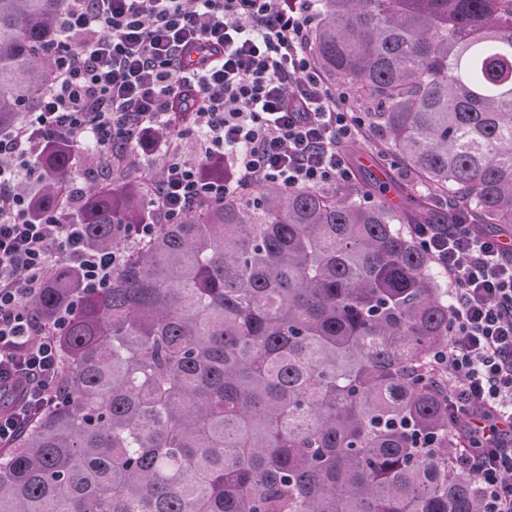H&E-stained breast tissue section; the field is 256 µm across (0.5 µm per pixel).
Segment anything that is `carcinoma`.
Listing matches in <instances>:
<instances>
[{
  "label": "carcinoma",
  "instance_id": "1",
  "mask_svg": "<svg viewBox=\"0 0 512 512\" xmlns=\"http://www.w3.org/2000/svg\"><path fill=\"white\" fill-rule=\"evenodd\" d=\"M509 2L318 0L313 58L413 171L407 207L255 186L131 243L148 179L89 191L72 223L126 258L99 288L61 264L34 302L70 310L61 392L0 448V512H478L435 382L445 276L403 225L440 196L512 232ZM66 6L0 0V130L49 89ZM77 156H42L32 215Z\"/></svg>",
  "mask_w": 512,
  "mask_h": 512
}]
</instances>
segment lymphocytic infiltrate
Listing matches in <instances>:
<instances>
[{
  "mask_svg": "<svg viewBox=\"0 0 512 512\" xmlns=\"http://www.w3.org/2000/svg\"><path fill=\"white\" fill-rule=\"evenodd\" d=\"M315 0H69L48 91L16 128L0 133V392L25 396L0 410V447L50 404L60 388L57 335L69 313L46 325L33 307L61 262L100 287L119 250L87 248L66 207L31 219L23 183L55 142L93 143L97 159L132 163L137 149H162L157 225L254 184L324 188L355 182L349 143L368 137L344 91L332 88L308 45ZM200 101L189 131L171 126L172 97ZM192 136L194 149L171 146ZM224 164L207 180L199 159ZM410 233L448 279L451 329L434 355L450 408L468 443L454 464L472 474L481 512H512V244L463 222L429 220Z\"/></svg>",
  "mask_w": 512,
  "mask_h": 512,
  "instance_id": "1",
  "label": "lymphocytic infiltrate"
}]
</instances>
